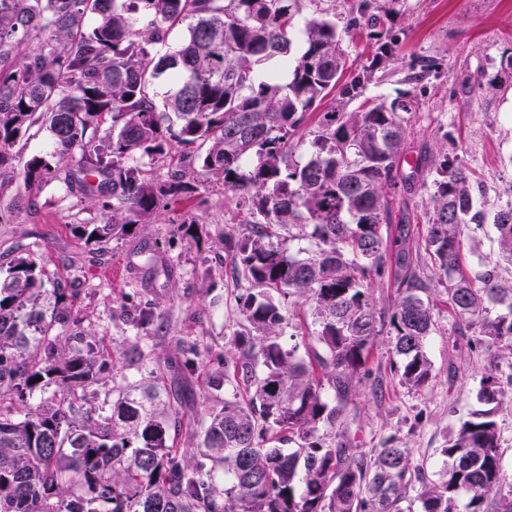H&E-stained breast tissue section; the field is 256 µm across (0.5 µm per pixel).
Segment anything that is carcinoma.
I'll list each match as a JSON object with an SVG mask.
<instances>
[{
	"label": "carcinoma",
	"mask_w": 512,
	"mask_h": 512,
	"mask_svg": "<svg viewBox=\"0 0 512 512\" xmlns=\"http://www.w3.org/2000/svg\"><path fill=\"white\" fill-rule=\"evenodd\" d=\"M301 2L0 0L1 172L20 164L27 190L57 181L87 198L105 223L76 231L99 241L151 223L165 197L189 191L185 170L198 163L252 216L224 236L251 288L236 297L243 323L228 340L224 373L211 380L224 406L191 423L197 456L175 447L183 401L164 374L125 375L98 398L107 352L74 314L70 282L50 278L41 257L0 268V512H512L497 364L477 393L486 409L439 449L437 479L395 436L368 452L343 442L380 329L392 334L391 370L403 385L419 390L432 377L424 348L436 321L421 267L445 284L459 332L475 333L469 345L511 357L512 288L493 269L474 278L463 270L461 235L483 229L485 215L468 169L444 152L432 183H422L424 253L412 263L400 239L394 310L377 311L370 290L389 275L381 230L389 190L415 182L424 164L417 157L404 168L418 95L347 111L371 73L344 78V38L364 32L379 42L377 59L393 56L389 12L358 0L341 31L314 16L293 59ZM183 22V41L162 51ZM160 83L169 86L162 94ZM330 95L337 104L320 110ZM308 123L314 138L292 141ZM38 125L51 133L55 164L14 152ZM174 152L179 168L165 181L140 165ZM296 226L312 227L316 240L305 257L283 249ZM493 227L512 263L511 203ZM292 298L314 307L301 346L282 341ZM175 345L179 368L195 370L198 342Z\"/></svg>",
	"instance_id": "cac0c4a2"
}]
</instances>
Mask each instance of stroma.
Segmentation results:
<instances>
[{
    "instance_id": "1",
    "label": "stroma",
    "mask_w": 512,
    "mask_h": 512,
    "mask_svg": "<svg viewBox=\"0 0 512 512\" xmlns=\"http://www.w3.org/2000/svg\"><path fill=\"white\" fill-rule=\"evenodd\" d=\"M391 11L399 44L393 58L373 64L376 41H345L350 72L372 67L363 96L393 99L412 88L409 65L419 56L435 60L437 72L419 94L407 126L409 156L437 160L457 155L469 169L470 192L486 214L512 202V0H374ZM191 193L162 203L153 223L133 225L127 234L95 242L78 236L80 224H98L96 209L70 196L59 183L27 191L20 173L0 175V265L14 257L43 256L48 275L69 276L80 296L83 326L103 339L120 359L134 346L149 347L148 369L164 373L184 401L188 417L221 407L224 396L209 379L224 370V349L242 316L235 297L247 283L235 277L224 252V235L245 226L246 206L212 184L203 171L191 173ZM429 217L427 191L399 189L385 236L406 225L412 244L423 243ZM464 261L472 272L494 266L504 287L512 267L496 266L493 227L463 237ZM437 330L425 352L433 379L424 389L401 385L391 371V336L381 332L368 363L370 380L359 386L346 439L355 448H376L396 436L414 460H427L429 473L441 466L439 450L462 419L480 410V380L498 348H473L448 311L447 295L428 275ZM157 315L141 325L145 305ZM198 341L202 354L194 373L178 374L172 337Z\"/></svg>"
}]
</instances>
